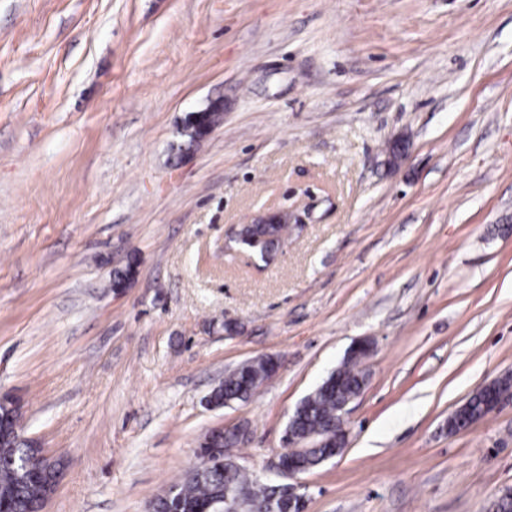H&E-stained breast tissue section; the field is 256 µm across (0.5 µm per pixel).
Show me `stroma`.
I'll use <instances>...</instances> for the list:
<instances>
[{"mask_svg":"<svg viewBox=\"0 0 512 512\" xmlns=\"http://www.w3.org/2000/svg\"><path fill=\"white\" fill-rule=\"evenodd\" d=\"M270 210L303 227L267 264L229 236ZM364 337L305 512H493L512 399L447 420L512 375V0H0V397L63 463L43 512H145L219 426L274 480ZM212 107L213 106H210L205 110L191 113L187 124V128L191 129V132L188 134L189 145L193 146L199 142V140L209 132L208 130L210 127L215 126L220 122L223 108L217 107L213 112H209ZM363 362L360 355L355 353L349 355L337 370L333 371L326 379L308 396H306L296 407L298 409L297 420L289 426V431L293 435L285 433L282 441L283 448L277 455V460L273 463V469L277 475L285 479H297L298 475L306 473L299 471L293 464V453H298L299 461L310 467L311 470L318 468V460L323 456L322 463L342 453L344 448H339L341 441L346 439L345 414L346 406L342 408L340 415V405L351 395L358 393L361 389V383L365 382V372L360 368ZM336 373L340 382L336 385ZM294 411V412H295ZM336 424V425H335ZM321 435L316 448H312L308 456L302 457L299 452L306 451L307 448L301 446L294 436L305 438L318 431L327 432ZM274 368V360L270 357L260 358L251 366L231 372L224 377V382L210 393L211 402L216 407H224V401L238 402L247 399L256 384H262ZM485 399L486 397L484 391H478L474 393L452 417L450 420L451 427L453 428L458 425L462 426L469 422L474 423L478 419L482 418L486 414V411L484 410ZM472 424H468L467 426L461 428L460 431L468 429Z\"/></svg>","mask_w":512,"mask_h":512,"instance_id":"1","label":"stroma"}]
</instances>
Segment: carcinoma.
<instances>
[{"label": "carcinoma", "instance_id": "carcinoma-1", "mask_svg": "<svg viewBox=\"0 0 512 512\" xmlns=\"http://www.w3.org/2000/svg\"><path fill=\"white\" fill-rule=\"evenodd\" d=\"M223 108L211 112H194L188 119L189 145H194L208 133L210 127L221 120ZM136 260L129 258L126 266L113 272V287L120 288L135 272ZM362 358L349 355L335 372L328 376L311 394L297 406L298 418L289 426V431L305 438L319 431L326 432L336 424L340 405L358 393L365 382V372L360 368ZM274 368L270 357L260 358L251 366L234 371L224 377V382L210 393L211 402L224 406V401L238 402L246 399L256 385L269 377ZM14 401L0 400V430L6 436L0 439V507L4 512H42L43 491L35 481L21 471V462L26 460L30 468H40L38 451L22 440L19 432V412L13 408ZM485 392L474 393L451 419V426H462L482 418ZM235 447L229 433L214 432L200 443V461L207 462L202 470H191L152 503L153 512H215L224 498V490L240 487L248 491L254 504L260 506L276 495L275 485L259 483L252 479L246 469L225 462L224 449Z\"/></svg>", "mask_w": 512, "mask_h": 512}]
</instances>
